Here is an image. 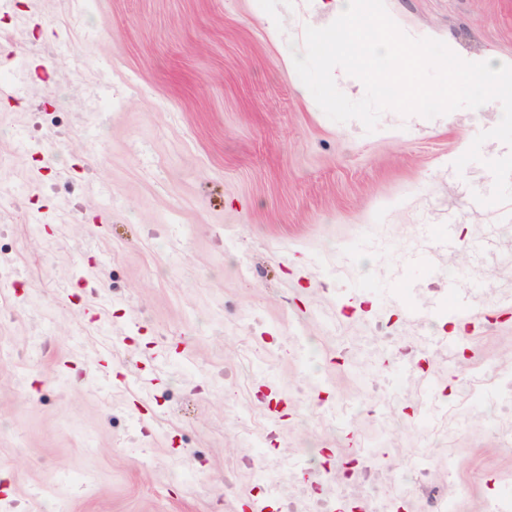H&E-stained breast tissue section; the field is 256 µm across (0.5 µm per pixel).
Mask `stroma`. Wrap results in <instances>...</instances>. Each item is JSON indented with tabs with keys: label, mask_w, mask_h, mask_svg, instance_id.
<instances>
[{
	"label": "stroma",
	"mask_w": 512,
	"mask_h": 512,
	"mask_svg": "<svg viewBox=\"0 0 512 512\" xmlns=\"http://www.w3.org/2000/svg\"><path fill=\"white\" fill-rule=\"evenodd\" d=\"M410 34L512 57V0H385ZM252 0H11L0 10V224L20 278L0 297V512H266L258 471L288 485L298 457L327 487L353 451L400 465L431 446L458 512H484L512 482L471 371L512 370V220L489 195V160L456 171L460 138L492 112L427 119L385 111L374 132L331 121L297 93ZM65 90V132L34 130ZM46 220L31 223L34 213ZM452 226L460 247L436 237ZM421 249L388 301L401 258ZM458 274L471 314L454 353L426 321ZM369 282L364 291L356 281ZM383 327L395 345L376 350ZM399 391L357 415L401 368ZM446 408L437 417L435 407ZM254 454L235 489L224 474Z\"/></svg>",
	"instance_id": "35a3bbf8"
}]
</instances>
